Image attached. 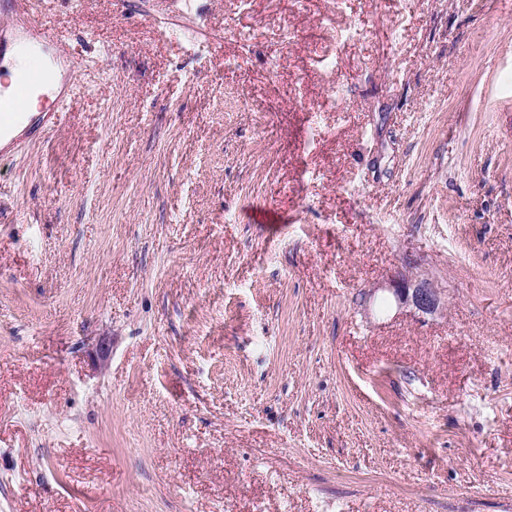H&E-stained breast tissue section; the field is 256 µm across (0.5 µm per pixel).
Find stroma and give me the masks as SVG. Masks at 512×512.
<instances>
[{"mask_svg":"<svg viewBox=\"0 0 512 512\" xmlns=\"http://www.w3.org/2000/svg\"><path fill=\"white\" fill-rule=\"evenodd\" d=\"M30 18L84 66L0 149V512H512V0ZM396 301L411 305L422 314H436L444 305L443 289L428 279L402 277L393 288Z\"/></svg>","mask_w":512,"mask_h":512,"instance_id":"1","label":"stroma"}]
</instances>
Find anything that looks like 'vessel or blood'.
<instances>
[{
  "label": "vessel or blood",
  "instance_id": "obj_1",
  "mask_svg": "<svg viewBox=\"0 0 512 512\" xmlns=\"http://www.w3.org/2000/svg\"><path fill=\"white\" fill-rule=\"evenodd\" d=\"M29 43L49 50L51 64L41 71L8 86L0 83V139L12 136L18 126V117L13 109L17 98L24 96L29 90L36 89L41 93L42 113L40 124L49 127L56 124L65 109L66 98L60 94H52L51 88L56 79L57 69H64L68 75H76L84 65L82 58L69 49L66 38L53 28L36 22H27L20 30L0 29V59L12 49Z\"/></svg>",
  "mask_w": 512,
  "mask_h": 512
}]
</instances>
